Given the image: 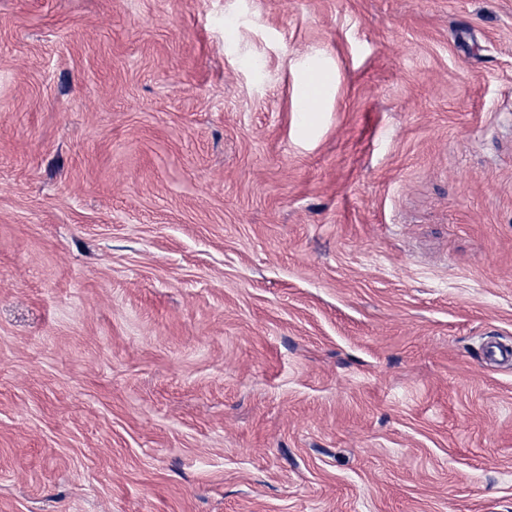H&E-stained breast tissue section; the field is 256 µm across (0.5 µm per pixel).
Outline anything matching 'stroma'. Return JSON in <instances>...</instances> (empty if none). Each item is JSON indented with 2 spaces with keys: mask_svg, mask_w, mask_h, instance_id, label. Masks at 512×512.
Wrapping results in <instances>:
<instances>
[{
  "mask_svg": "<svg viewBox=\"0 0 512 512\" xmlns=\"http://www.w3.org/2000/svg\"><path fill=\"white\" fill-rule=\"evenodd\" d=\"M494 342L512 0H0V512H512Z\"/></svg>",
  "mask_w": 512,
  "mask_h": 512,
  "instance_id": "obj_1",
  "label": "stroma"
}]
</instances>
